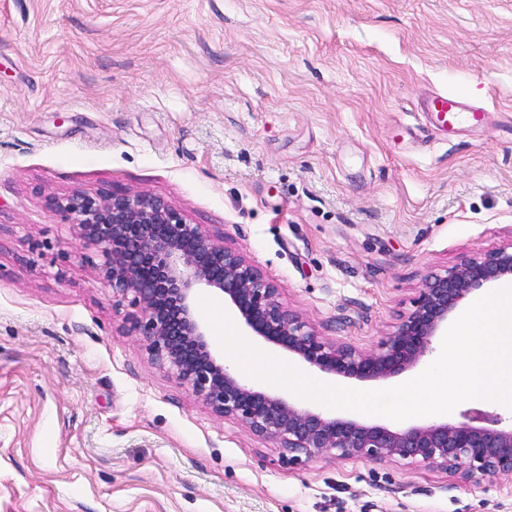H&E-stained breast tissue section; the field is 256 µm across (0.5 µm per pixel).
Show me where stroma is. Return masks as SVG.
<instances>
[{
    "label": "stroma",
    "mask_w": 512,
    "mask_h": 512,
    "mask_svg": "<svg viewBox=\"0 0 512 512\" xmlns=\"http://www.w3.org/2000/svg\"><path fill=\"white\" fill-rule=\"evenodd\" d=\"M483 107L426 135L420 100ZM165 198L327 339L512 242V0H0V512H512V480L321 458L207 409L47 205Z\"/></svg>",
    "instance_id": "obj_1"
}]
</instances>
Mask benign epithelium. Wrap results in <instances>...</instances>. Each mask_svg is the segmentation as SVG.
<instances>
[{"instance_id": "obj_1", "label": "benign epithelium", "mask_w": 512, "mask_h": 512, "mask_svg": "<svg viewBox=\"0 0 512 512\" xmlns=\"http://www.w3.org/2000/svg\"><path fill=\"white\" fill-rule=\"evenodd\" d=\"M51 206L73 218L78 235L99 252L98 276L116 305L131 308L123 328L141 337L150 360L212 413L239 421L281 449L288 468L334 457L423 463L466 482L512 479V426L500 417L474 412L454 423L390 427L297 406L255 388L226 364L199 311L201 295L221 300L253 335L313 373L388 380L435 351L448 318L473 293L512 280V243L428 275L414 309L376 349L364 351L321 336L243 252L188 223L160 196L123 189L74 192Z\"/></svg>"}]
</instances>
